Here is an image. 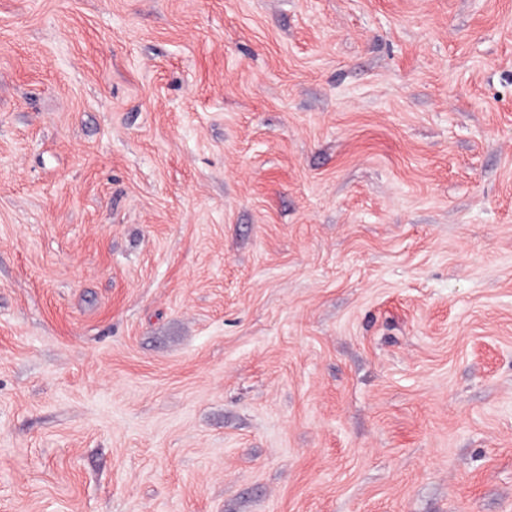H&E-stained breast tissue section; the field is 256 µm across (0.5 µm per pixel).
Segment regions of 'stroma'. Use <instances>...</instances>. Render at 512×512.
Segmentation results:
<instances>
[{
  "mask_svg": "<svg viewBox=\"0 0 512 512\" xmlns=\"http://www.w3.org/2000/svg\"><path fill=\"white\" fill-rule=\"evenodd\" d=\"M0 512H512V0H0Z\"/></svg>",
  "mask_w": 512,
  "mask_h": 512,
  "instance_id": "obj_1",
  "label": "stroma"
}]
</instances>
